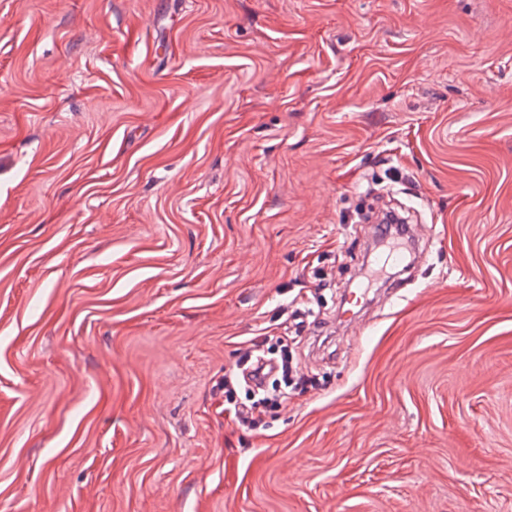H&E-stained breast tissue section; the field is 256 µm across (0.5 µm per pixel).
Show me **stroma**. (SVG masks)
<instances>
[{
	"label": "stroma",
	"instance_id": "1",
	"mask_svg": "<svg viewBox=\"0 0 512 512\" xmlns=\"http://www.w3.org/2000/svg\"><path fill=\"white\" fill-rule=\"evenodd\" d=\"M0 512H512V0H0ZM271 336H255L254 338L242 343L239 348L238 359L235 365L224 371V409L230 410L238 424L250 431L257 430L263 422V414L272 408L282 407L288 400V387H314L316 386L314 377L305 375L298 371V367L293 364V355L288 351V336H278L276 343L280 344L279 358L272 362L275 366L274 373L280 374L284 388L276 387L273 383L272 391L269 390L267 381H261L252 385L250 379L252 371L257 369V364L261 360H266L260 355H254L260 349L269 350ZM283 340L287 341L282 344ZM269 345V346H268ZM251 370L247 373V370ZM245 384V400H242L237 392L236 385L239 384V376ZM265 382V383H264ZM264 383V384H263ZM250 386L251 388H249ZM262 394L261 398L256 395Z\"/></svg>",
	"mask_w": 512,
	"mask_h": 512
}]
</instances>
